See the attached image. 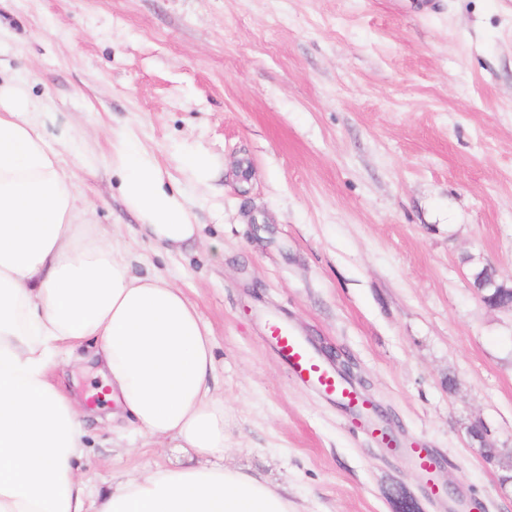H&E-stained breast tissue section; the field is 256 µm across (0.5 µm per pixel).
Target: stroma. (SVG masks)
Returning a JSON list of instances; mask_svg holds the SVG:
<instances>
[{
  "label": "stroma",
  "mask_w": 512,
  "mask_h": 512,
  "mask_svg": "<svg viewBox=\"0 0 512 512\" xmlns=\"http://www.w3.org/2000/svg\"><path fill=\"white\" fill-rule=\"evenodd\" d=\"M0 72L49 105L87 223L133 274L176 273L209 327L225 465L300 512H393L399 486L441 512L290 378L265 340L273 315L351 361L395 431L436 451L454 512H512V311L471 278L488 264L512 285V0H0ZM127 136L201 227L178 251L141 234L119 190ZM187 146L209 159L205 184ZM477 422L492 455L471 444ZM84 423L97 488L203 462L142 447L120 419Z\"/></svg>",
  "instance_id": "35a3bbf8"
}]
</instances>
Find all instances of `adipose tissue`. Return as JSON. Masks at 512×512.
<instances>
[{"label": "adipose tissue", "instance_id": "adipose-tissue-1", "mask_svg": "<svg viewBox=\"0 0 512 512\" xmlns=\"http://www.w3.org/2000/svg\"><path fill=\"white\" fill-rule=\"evenodd\" d=\"M47 113L0 79V512H297L277 486L221 464L211 331L168 277L133 275L120 244L84 222L76 173L45 139ZM117 170L145 236L176 247L197 234L137 141L122 142ZM61 342L90 347L141 437L209 464L157 465L91 490L78 474L81 410L50 376Z\"/></svg>", "mask_w": 512, "mask_h": 512}]
</instances>
